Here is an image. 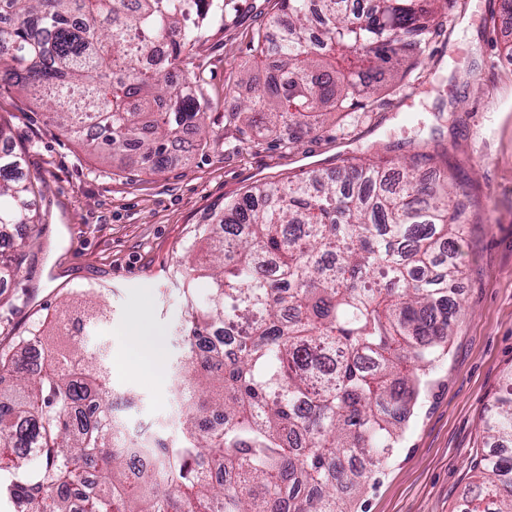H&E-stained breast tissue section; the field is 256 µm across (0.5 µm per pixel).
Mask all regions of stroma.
<instances>
[{"mask_svg": "<svg viewBox=\"0 0 512 512\" xmlns=\"http://www.w3.org/2000/svg\"><path fill=\"white\" fill-rule=\"evenodd\" d=\"M500 0H453L422 61L367 109L304 133L288 150L278 131L227 127L241 69L271 74L252 49L278 0H231L206 29L189 68L207 102L212 130L189 163L145 173L102 160L49 123L15 88L0 87L30 172L41 174V244L25 250L18 274L0 288V351L32 330L71 337L103 352L112 394L130 400L158 432L179 434L173 396L186 354L180 264L207 250L211 218L248 187L290 174H334L367 148L403 157L435 142L468 180L475 221L460 244L461 311L446 352L422 387L392 456L350 502L351 512H460L481 417L512 369V14ZM137 287H123L127 275ZM143 314L160 347L158 369L141 370L126 334Z\"/></svg>", "mask_w": 512, "mask_h": 512, "instance_id": "obj_1", "label": "stroma"}]
</instances>
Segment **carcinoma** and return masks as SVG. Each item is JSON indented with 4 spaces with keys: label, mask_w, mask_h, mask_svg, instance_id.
<instances>
[{
    "label": "carcinoma",
    "mask_w": 512,
    "mask_h": 512,
    "mask_svg": "<svg viewBox=\"0 0 512 512\" xmlns=\"http://www.w3.org/2000/svg\"><path fill=\"white\" fill-rule=\"evenodd\" d=\"M439 0H279L255 47L280 77L239 87L227 124L272 125L293 149L302 129L363 108L440 34ZM227 0H0V84L103 158L167 168L187 130L208 134L198 82L183 74ZM431 180L420 179L422 171ZM41 177L0 122V283L38 243ZM473 223L444 151L375 152L327 178L290 175L224 206L200 263L207 301L185 297L187 355L175 392L180 438L154 434L134 480L114 452L122 422L101 404L110 377L79 341L27 359L0 354V498L25 512H345L398 447L418 376L441 358L460 302L456 251ZM239 337L207 345L214 327ZM491 448L460 512H512V372L482 418ZM37 449L38 455L31 454Z\"/></svg>",
    "instance_id": "obj_1"
}]
</instances>
